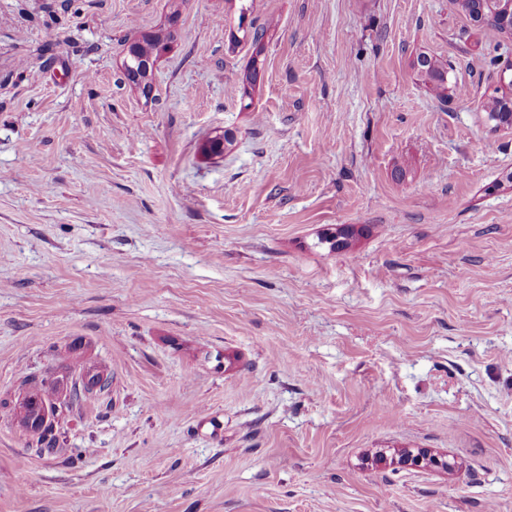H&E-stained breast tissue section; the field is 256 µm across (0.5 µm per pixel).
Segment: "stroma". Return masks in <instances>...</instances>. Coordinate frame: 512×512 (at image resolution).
Segmentation results:
<instances>
[{
  "label": "stroma",
  "mask_w": 512,
  "mask_h": 512,
  "mask_svg": "<svg viewBox=\"0 0 512 512\" xmlns=\"http://www.w3.org/2000/svg\"><path fill=\"white\" fill-rule=\"evenodd\" d=\"M238 16L0 0V512H512V36L458 0H253L257 47ZM90 365L36 453L3 402ZM413 67L424 83L432 85V89L439 97H444L448 89V69L436 59L427 55H418L413 62ZM506 95H492L489 97L486 112L490 121L498 124H512V109L508 107L512 101L504 99ZM395 461L403 467L415 468L428 466L448 470L447 460L440 456L432 455L430 452L425 450H420L417 453H413L411 451H400L396 454Z\"/></svg>",
  "instance_id": "1"
}]
</instances>
